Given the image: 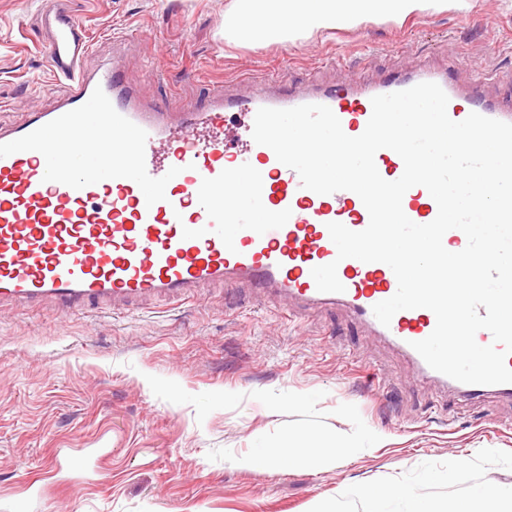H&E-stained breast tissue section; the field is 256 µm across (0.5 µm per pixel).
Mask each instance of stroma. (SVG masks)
I'll list each match as a JSON object with an SVG mask.
<instances>
[{
    "instance_id": "35a3bbf8",
    "label": "stroma",
    "mask_w": 512,
    "mask_h": 512,
    "mask_svg": "<svg viewBox=\"0 0 512 512\" xmlns=\"http://www.w3.org/2000/svg\"><path fill=\"white\" fill-rule=\"evenodd\" d=\"M0 0V122L51 108L33 14ZM228 0H68L92 44L126 32L121 63L149 103L198 108L218 82L275 73L293 86L376 79L412 54L512 73V0L404 22L371 19L285 46L224 42ZM306 393L302 407L290 394ZM300 429L385 437L324 468L242 470L232 458ZM472 483L512 484V400L470 402L420 382L411 360L344 306L297 313L210 288L115 314L0 310V512H362L366 484L398 478L445 501L461 457Z\"/></svg>"
}]
</instances>
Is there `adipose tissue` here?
I'll list each match as a JSON object with an SVG mask.
<instances>
[{
	"mask_svg": "<svg viewBox=\"0 0 512 512\" xmlns=\"http://www.w3.org/2000/svg\"><path fill=\"white\" fill-rule=\"evenodd\" d=\"M464 0H229L224 10V41L250 47L281 45L329 30L347 28L373 19L401 21ZM358 443L323 439L301 432L279 445L254 448L234 456L236 467L247 470L319 467L360 453ZM363 512H388L400 501L404 512H512V485L477 484L462 498L437 502L399 483L365 486L360 490Z\"/></svg>",
	"mask_w": 512,
	"mask_h": 512,
	"instance_id": "obj_1",
	"label": "adipose tissue"
}]
</instances>
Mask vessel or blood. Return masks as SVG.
<instances>
[{"instance_id": "1", "label": "vessel or blood", "mask_w": 512, "mask_h": 512, "mask_svg": "<svg viewBox=\"0 0 512 512\" xmlns=\"http://www.w3.org/2000/svg\"><path fill=\"white\" fill-rule=\"evenodd\" d=\"M36 25L47 66L65 85L52 109L0 124V308L60 313L116 311L145 299L177 300L219 286L246 287L260 299L296 307L345 306L361 324L410 353L421 380L473 399H512V383L458 382L432 368L411 344L427 338L436 317L426 308L397 312L390 325L374 316L397 279L381 262L338 259L327 225L364 230L369 213L354 192L320 195L252 138L263 107L328 106L351 137L361 135L374 96L437 83L447 112L512 123V101L488 93L490 77L457 82L451 70L419 57L414 70L378 80L292 90L275 76L248 78L249 92L220 87L194 112L145 103L126 84L120 59L91 67L84 25L47 0ZM242 131H224L228 114ZM57 140H50V133ZM386 180L401 177L393 150L375 155ZM413 222L427 224L438 206L426 188L403 196ZM336 263L341 293L322 292L314 267Z\"/></svg>"}]
</instances>
